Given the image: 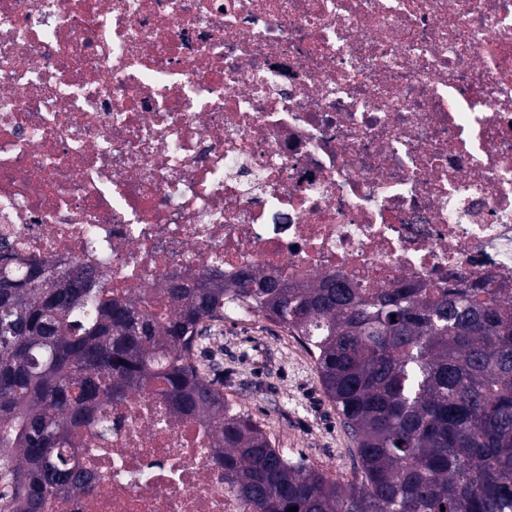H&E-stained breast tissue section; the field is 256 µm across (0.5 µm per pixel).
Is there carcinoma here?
Here are the masks:
<instances>
[{
  "label": "carcinoma",
  "instance_id": "1",
  "mask_svg": "<svg viewBox=\"0 0 512 512\" xmlns=\"http://www.w3.org/2000/svg\"><path fill=\"white\" fill-rule=\"evenodd\" d=\"M166 294L176 309L158 319L81 266H0V512L89 491L73 431L105 428L102 400L157 382L174 414L214 427L248 512H512V303L454 277L370 293L251 270L209 269ZM231 309L307 345L360 478L288 459L200 372L198 339Z\"/></svg>",
  "mask_w": 512,
  "mask_h": 512
}]
</instances>
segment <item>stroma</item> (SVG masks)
Listing matches in <instances>:
<instances>
[{"mask_svg":"<svg viewBox=\"0 0 512 512\" xmlns=\"http://www.w3.org/2000/svg\"><path fill=\"white\" fill-rule=\"evenodd\" d=\"M199 366L223 381L224 399L250 416L286 456L347 483L357 475L352 444L321 386L314 359L287 330L261 317H230L205 341Z\"/></svg>","mask_w":512,"mask_h":512,"instance_id":"35a3bbf8","label":"stroma"}]
</instances>
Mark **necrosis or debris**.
<instances>
[{"label":"necrosis or debris","mask_w":512,"mask_h":512,"mask_svg":"<svg viewBox=\"0 0 512 512\" xmlns=\"http://www.w3.org/2000/svg\"><path fill=\"white\" fill-rule=\"evenodd\" d=\"M0 249L173 308L203 270L512 298V0H0ZM48 512H245L156 390Z\"/></svg>","instance_id":"necrosis-or-debris-1"}]
</instances>
